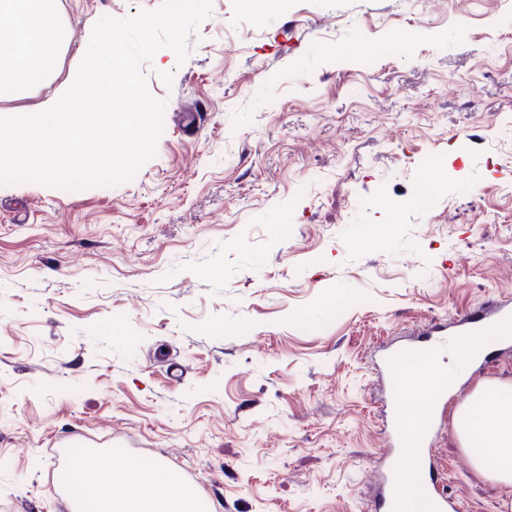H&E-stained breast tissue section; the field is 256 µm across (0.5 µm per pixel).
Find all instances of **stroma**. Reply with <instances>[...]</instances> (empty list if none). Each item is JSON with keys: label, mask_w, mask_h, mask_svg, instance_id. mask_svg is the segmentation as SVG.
Returning a JSON list of instances; mask_svg holds the SVG:
<instances>
[{"label": "stroma", "mask_w": 512, "mask_h": 512, "mask_svg": "<svg viewBox=\"0 0 512 512\" xmlns=\"http://www.w3.org/2000/svg\"><path fill=\"white\" fill-rule=\"evenodd\" d=\"M161 3L59 0L53 75L0 113ZM145 74L167 105L132 181L0 185V512H70L91 450L165 463L213 512H364L385 349L512 296V0H212ZM484 342L453 406L512 382ZM435 455L463 512H512L452 425Z\"/></svg>", "instance_id": "stroma-1"}]
</instances>
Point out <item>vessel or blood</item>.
<instances>
[{
  "label": "vessel or blood",
  "instance_id": "b4317fda",
  "mask_svg": "<svg viewBox=\"0 0 512 512\" xmlns=\"http://www.w3.org/2000/svg\"><path fill=\"white\" fill-rule=\"evenodd\" d=\"M510 320L512 321V298L506 297L501 299L492 311L477 309L461 318L459 324L472 332L481 325ZM447 334V323H434L427 331L425 339L391 351L382 364L381 375L389 397L386 423L390 438L384 453L386 469L382 476L386 489L379 492L373 512H414L415 507L421 504L426 506L427 512H461L459 497L447 495L437 483L427 481L424 477L425 468L434 464V450L429 432L418 431L412 438L407 435L408 430L413 428L415 419L405 409L401 383L402 370L437 351L440 340ZM426 400L430 405L426 420L431 423L448 405L446 381L441 380L433 385L426 395ZM410 458L419 460L420 466L413 472L414 485L411 489L402 491L395 485V471L399 463Z\"/></svg>",
  "mask_w": 512,
  "mask_h": 512
}]
</instances>
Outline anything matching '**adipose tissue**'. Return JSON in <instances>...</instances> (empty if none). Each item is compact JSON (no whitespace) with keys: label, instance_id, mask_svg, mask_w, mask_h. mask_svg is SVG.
Returning <instances> with one entry per match:
<instances>
[{"label":"adipose tissue","instance_id":"obj_1","mask_svg":"<svg viewBox=\"0 0 512 512\" xmlns=\"http://www.w3.org/2000/svg\"><path fill=\"white\" fill-rule=\"evenodd\" d=\"M66 44L58 0H0V100L17 98L42 85ZM484 347L479 336L450 341L455 369L441 374L425 360L404 377L407 405L426 413L425 392L436 378L456 381ZM456 434L476 469L512 487V384L493 382L475 390L454 419ZM81 481L74 488L75 512H200L192 487L164 463L149 466L120 454L89 452L72 460Z\"/></svg>","mask_w":512,"mask_h":512}]
</instances>
